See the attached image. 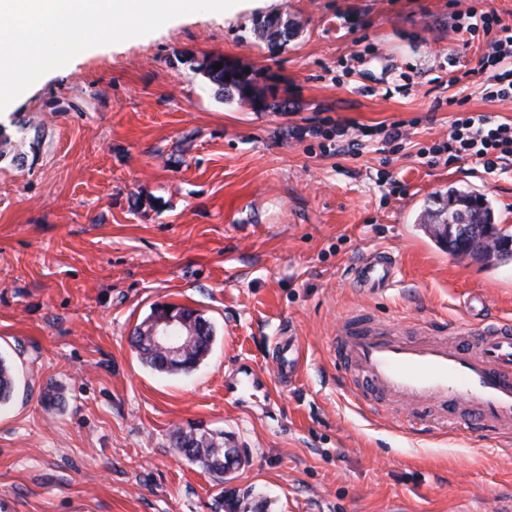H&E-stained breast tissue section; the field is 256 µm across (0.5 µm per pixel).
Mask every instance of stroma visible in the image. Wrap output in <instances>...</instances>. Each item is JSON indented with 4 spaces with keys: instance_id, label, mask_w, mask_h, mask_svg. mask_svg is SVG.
<instances>
[{
    "instance_id": "stroma-1",
    "label": "stroma",
    "mask_w": 512,
    "mask_h": 512,
    "mask_svg": "<svg viewBox=\"0 0 512 512\" xmlns=\"http://www.w3.org/2000/svg\"><path fill=\"white\" fill-rule=\"evenodd\" d=\"M475 0H255L184 15L80 53L0 112V501L11 512H499L512 463L477 430L461 441L359 410L331 345L363 312L397 334L466 322L474 298L512 318V259L449 254L417 224L448 186L512 227V159L487 172L429 153L457 112L512 121L470 71L484 38L454 27ZM295 31L273 47L269 15ZM224 56L275 88L277 109L221 97L196 71ZM468 74L449 85L451 61ZM405 144L386 143L392 125ZM362 148L336 152V128ZM376 251L401 273L366 294ZM214 329L188 375L145 366L133 329L162 304ZM297 375H279L283 339ZM57 394L58 405L44 401ZM223 435L244 466L220 484L178 453L180 428ZM396 259L385 251H377L367 257L355 269L356 282L363 291L374 293L386 291L397 277Z\"/></svg>"
}]
</instances>
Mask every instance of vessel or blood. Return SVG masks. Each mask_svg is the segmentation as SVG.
<instances>
[{
  "instance_id": "obj_1",
  "label": "vessel or blood",
  "mask_w": 512,
  "mask_h": 512,
  "mask_svg": "<svg viewBox=\"0 0 512 512\" xmlns=\"http://www.w3.org/2000/svg\"><path fill=\"white\" fill-rule=\"evenodd\" d=\"M397 273L396 259L378 251L354 276L363 291L374 293L390 288ZM333 351L338 364L365 384L361 404L373 394L394 397L416 417L429 402L460 405L467 419L446 413L438 422L442 433L460 435L467 421L490 428L503 449L512 448L511 319L477 318L407 339L350 316L336 330Z\"/></svg>"
}]
</instances>
